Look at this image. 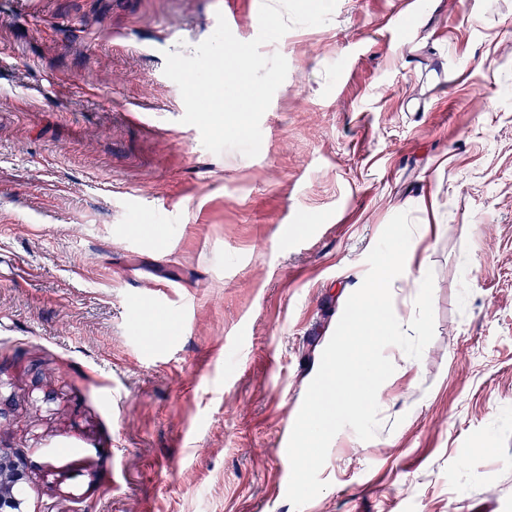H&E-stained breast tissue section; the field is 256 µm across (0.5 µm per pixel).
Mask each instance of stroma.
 Segmentation results:
<instances>
[{
	"mask_svg": "<svg viewBox=\"0 0 512 512\" xmlns=\"http://www.w3.org/2000/svg\"><path fill=\"white\" fill-rule=\"evenodd\" d=\"M261 0H0V447L25 512H512V0H338L249 158L182 123L190 56ZM441 66L448 83L421 86ZM409 213L421 359L302 508L288 441L366 256Z\"/></svg>",
	"mask_w": 512,
	"mask_h": 512,
	"instance_id": "stroma-1",
	"label": "stroma"
}]
</instances>
